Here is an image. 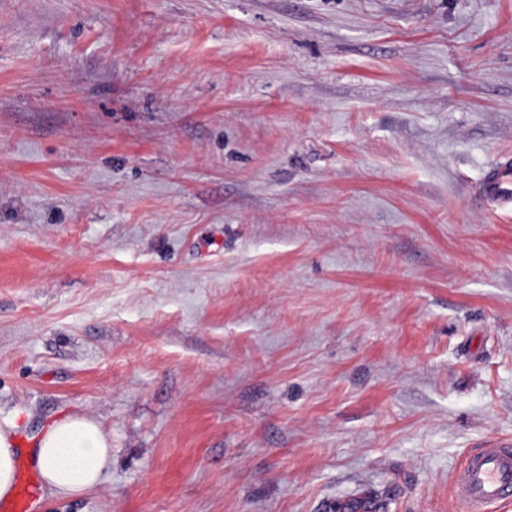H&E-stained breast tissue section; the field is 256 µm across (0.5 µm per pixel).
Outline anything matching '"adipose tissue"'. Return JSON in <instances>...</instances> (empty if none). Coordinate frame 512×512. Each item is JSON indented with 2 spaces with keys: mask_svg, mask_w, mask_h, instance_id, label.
<instances>
[{
  "mask_svg": "<svg viewBox=\"0 0 512 512\" xmlns=\"http://www.w3.org/2000/svg\"><path fill=\"white\" fill-rule=\"evenodd\" d=\"M112 457V438L90 417L73 416L43 431L31 450L45 490L67 497L98 484Z\"/></svg>",
  "mask_w": 512,
  "mask_h": 512,
  "instance_id": "ef3b65f1",
  "label": "adipose tissue"
}]
</instances>
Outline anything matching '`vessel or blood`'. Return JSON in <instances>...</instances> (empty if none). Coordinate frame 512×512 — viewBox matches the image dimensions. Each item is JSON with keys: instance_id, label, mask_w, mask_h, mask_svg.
<instances>
[{"instance_id": "b4317fda", "label": "vessel or blood", "mask_w": 512, "mask_h": 512, "mask_svg": "<svg viewBox=\"0 0 512 512\" xmlns=\"http://www.w3.org/2000/svg\"><path fill=\"white\" fill-rule=\"evenodd\" d=\"M492 203H512V154L499 156L479 188ZM455 494L466 512H490L512 501V440L492 437L471 449L452 475ZM40 495L38 481L21 482L14 497L0 503V512H34Z\"/></svg>"}]
</instances>
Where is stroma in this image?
Segmentation results:
<instances>
[{
  "mask_svg": "<svg viewBox=\"0 0 512 512\" xmlns=\"http://www.w3.org/2000/svg\"><path fill=\"white\" fill-rule=\"evenodd\" d=\"M512 0H0V425L40 512H465L512 439ZM481 196L492 203H512V154L499 156L488 168L479 188ZM31 460L52 496L67 497L101 481L112 457V438L94 418L73 416L43 431ZM452 483L468 512H487L512 501V440L492 437L471 449L453 473Z\"/></svg>",
  "mask_w": 512,
  "mask_h": 512,
  "instance_id": "obj_1",
  "label": "stroma"
}]
</instances>
